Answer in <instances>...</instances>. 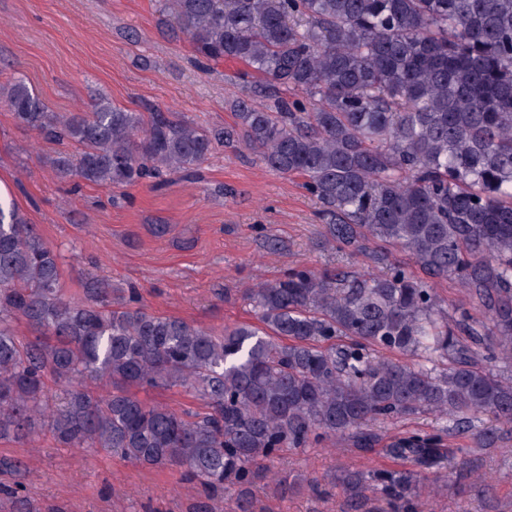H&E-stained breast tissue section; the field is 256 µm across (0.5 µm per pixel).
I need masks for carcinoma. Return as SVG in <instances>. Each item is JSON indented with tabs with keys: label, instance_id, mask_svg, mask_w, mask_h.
I'll return each instance as SVG.
<instances>
[{
	"label": "carcinoma",
	"instance_id": "carcinoma-1",
	"mask_svg": "<svg viewBox=\"0 0 512 512\" xmlns=\"http://www.w3.org/2000/svg\"><path fill=\"white\" fill-rule=\"evenodd\" d=\"M209 60L262 77L238 98L237 123L204 128L173 112H132L107 99L88 112L46 110L26 82L0 84L17 125L65 141L63 178L105 188L195 171L219 144L244 142L322 205L328 243L370 240L406 252L429 278L454 277L488 316L443 310L428 282L390 261L384 275L291 268L248 289L261 324L217 334L155 315L133 289L87 275L75 302L60 254L0 198V438L47 426L68 447L182 468L216 512L224 481L235 512L285 448L323 437L361 450L379 417L431 410L454 424L486 413L512 425V0H165ZM37 335L22 342L12 323ZM468 336L489 363L472 360ZM396 351L413 362L373 354ZM70 386L61 405L49 383ZM180 386L206 405L180 414L133 387ZM445 433H412L395 456L437 465ZM352 505L378 491L415 512L407 472L342 470Z\"/></svg>",
	"mask_w": 512,
	"mask_h": 512
}]
</instances>
